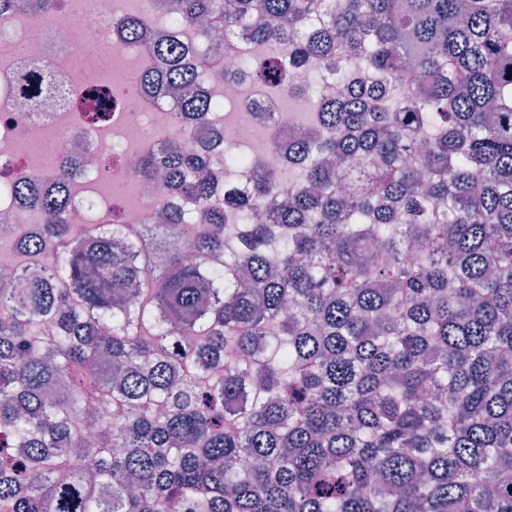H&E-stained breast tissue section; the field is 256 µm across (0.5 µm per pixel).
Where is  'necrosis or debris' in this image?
Listing matches in <instances>:
<instances>
[{"label":"necrosis or debris","mask_w":512,"mask_h":512,"mask_svg":"<svg viewBox=\"0 0 512 512\" xmlns=\"http://www.w3.org/2000/svg\"><path fill=\"white\" fill-rule=\"evenodd\" d=\"M85 4L82 19L64 25L59 52H48L41 38L28 37L23 53L0 68V140L41 142L52 159L46 168L1 151L0 166L13 163L16 172L43 183L50 182L60 169L72 168L76 173L71 195L74 223L95 224L107 216L138 228L165 223L166 206L173 203V195L160 180L140 178L130 167L158 135L172 131V106L178 93L171 90L153 96L139 90L130 73H116L103 81L79 68L77 59L94 42L109 55L132 53L112 38V22L123 12L125 0H85ZM245 49L256 60L265 57L264 46L240 36L234 38L232 47L208 55L211 70L220 72L221 77L209 81L207 92L217 101L234 98L238 118L190 133L186 140L195 153L208 158L226 147H253L267 165L279 168L288 152L287 139L268 141L259 148L254 145L257 132L266 127L255 107L264 99V92L230 79L240 51ZM32 73L50 75L57 91L44 100L47 121L19 122L16 114L35 109L19 89L21 78Z\"/></svg>","instance_id":"obj_1"}]
</instances>
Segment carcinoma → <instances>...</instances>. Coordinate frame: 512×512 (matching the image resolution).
Listing matches in <instances>:
<instances>
[{
  "mask_svg": "<svg viewBox=\"0 0 512 512\" xmlns=\"http://www.w3.org/2000/svg\"><path fill=\"white\" fill-rule=\"evenodd\" d=\"M219 15L266 46L239 66L270 97L323 62L336 93L296 179L246 149L144 154L185 208L136 238L76 228L68 171L13 181L41 225L17 251L57 255L0 276V512H512V0L171 7L200 55ZM113 31L156 61L141 87L184 89L182 129L223 121L180 42Z\"/></svg>",
  "mask_w": 512,
  "mask_h": 512,
  "instance_id": "cac0c4a2",
  "label": "carcinoma"
}]
</instances>
